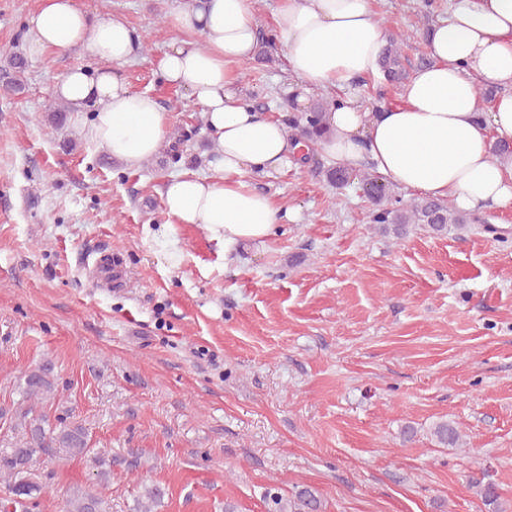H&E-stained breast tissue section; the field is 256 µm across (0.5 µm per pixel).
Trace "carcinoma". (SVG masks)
<instances>
[{"label":"carcinoma","instance_id":"1","mask_svg":"<svg viewBox=\"0 0 512 512\" xmlns=\"http://www.w3.org/2000/svg\"><path fill=\"white\" fill-rule=\"evenodd\" d=\"M401 46L395 40L386 45L381 62V71L386 81L399 83L406 78ZM27 69V60L13 54L8 60L0 91L13 95L23 87L22 74ZM331 103L318 102L309 111L288 116V127L299 134L308 149V154L317 151L316 143L326 134V116ZM326 178L331 187L342 189L350 184L352 173L341 168L330 167ZM362 187L368 188L366 195L375 206L372 221L385 236L399 240L405 237L412 225H421L436 236L460 234L471 229L470 217L452 209L448 203L430 198H416L408 204L393 195V185L379 181L370 172L359 174ZM53 365L49 362L29 371L24 380V391L30 398L42 396L52 389ZM25 436L19 442L0 448V479L5 481L7 495L0 498V512H28V502L41 491L40 486L28 479L40 453L70 457L87 456L93 453L89 447L86 429L80 425L63 428L57 432L46 430L40 419H32L24 425ZM432 435L446 447L461 445L458 427L448 421H440L433 427ZM486 505L491 512H507L500 502V495L491 482L475 480ZM166 495L164 487L154 484L145 489V501L138 512H152ZM274 512H321L322 501L314 491L303 487L294 498L284 502L279 496L272 498ZM67 512H108L101 495L77 492L67 500Z\"/></svg>","mask_w":512,"mask_h":512}]
</instances>
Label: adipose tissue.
<instances>
[{
    "label": "adipose tissue",
    "instance_id": "adipose-tissue-1",
    "mask_svg": "<svg viewBox=\"0 0 512 512\" xmlns=\"http://www.w3.org/2000/svg\"><path fill=\"white\" fill-rule=\"evenodd\" d=\"M254 0H194L178 10L180 36L157 60L164 83L203 106L210 139L208 174L182 169L161 189L169 223L193 224L224 245L225 263L241 244L265 247L280 210L255 180L298 163L301 145L286 123L257 112L234 89L233 64L250 59L258 43ZM446 18L429 33L430 66L405 84L399 104L364 111L353 94L378 76L384 33L372 0H280L274 33L302 93L324 89L343 98L327 116L319 152L341 168L371 165L400 190L465 211L512 205V163L490 146L512 140V0H448ZM29 52L83 47L105 66L76 68L54 94L76 113L91 112L78 131L127 168L157 155L167 116L156 97L129 88L119 72L139 37L121 17L92 19L76 0H41L30 18ZM202 36V46L189 38ZM500 88L480 112V87Z\"/></svg>",
    "mask_w": 512,
    "mask_h": 512
}]
</instances>
